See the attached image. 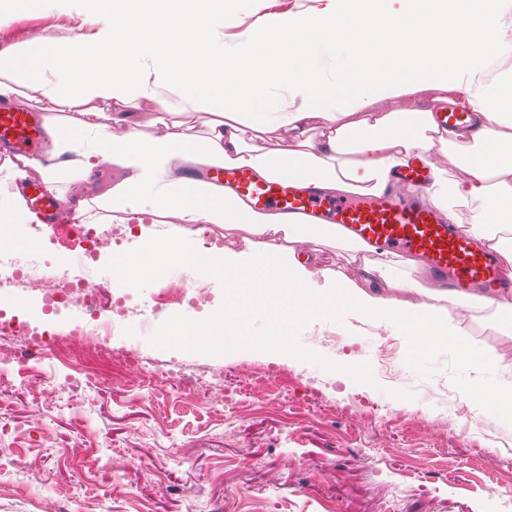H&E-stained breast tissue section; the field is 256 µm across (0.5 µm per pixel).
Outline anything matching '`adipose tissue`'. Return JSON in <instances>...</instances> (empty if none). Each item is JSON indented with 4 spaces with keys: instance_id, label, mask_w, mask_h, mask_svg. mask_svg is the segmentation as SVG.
I'll return each mask as SVG.
<instances>
[{
    "instance_id": "ef3b65f1",
    "label": "adipose tissue",
    "mask_w": 512,
    "mask_h": 512,
    "mask_svg": "<svg viewBox=\"0 0 512 512\" xmlns=\"http://www.w3.org/2000/svg\"><path fill=\"white\" fill-rule=\"evenodd\" d=\"M85 2L83 19L96 26L92 35L69 42L41 36L0 48V101L16 100L24 84L51 103L82 106L95 133L84 174L105 160L140 172L109 193L117 223L179 215L183 226L175 236L116 258V275L128 281L153 276L164 264H196L193 224L244 234L245 250L218 259L231 276L219 327L179 318L159 341L191 350L202 341L223 347L232 333L245 338L247 316L236 308L245 296L270 302L271 340L283 352L294 324L339 311L414 337L412 359L465 333L461 323L449 322L444 293L414 277L413 258L382 252L368 271L391 288L420 295L417 304L369 292L341 272L319 275L301 243L329 241L353 252L365 251V244L324 224L251 209L208 182L164 179L178 159L244 165L265 179L286 171L313 179L324 195L350 197L381 194L398 168L443 151L450 167L435 169L430 201L447 223L482 238L512 279V238L504 235L512 228V71L490 79L477 65L497 54L496 35L512 0H325L303 13L263 15L228 41L222 30L234 0H165L163 15H141L134 30L103 16L102 0ZM451 91L472 111L474 131L440 128L424 108H373L426 92L444 103ZM144 99L160 112L211 115L207 136L147 138L133 125L114 134L113 125L126 124V110ZM105 102L113 103V113L99 111ZM281 126L296 151L274 155L249 147L248 134ZM455 168L466 178L453 177ZM272 235L282 236L285 247L269 244Z\"/></svg>"
}]
</instances>
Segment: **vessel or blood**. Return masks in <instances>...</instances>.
<instances>
[{"instance_id":"1","label":"vessel or blood","mask_w":512,"mask_h":512,"mask_svg":"<svg viewBox=\"0 0 512 512\" xmlns=\"http://www.w3.org/2000/svg\"><path fill=\"white\" fill-rule=\"evenodd\" d=\"M47 135L42 112L0 103V142L9 144L13 153L30 155ZM431 171L427 163L408 166L397 172V183L425 187ZM206 177L232 189L252 209L273 210L312 224H333L369 246L418 255L438 288L463 292L480 287L494 296L502 288L495 254L475 237L442 224L423 197L401 201L388 193L329 201L315 187L293 186L287 175L259 180L248 167L235 165L209 170ZM26 191L29 208L42 224L61 223L56 199L41 184H27Z\"/></svg>"}]
</instances>
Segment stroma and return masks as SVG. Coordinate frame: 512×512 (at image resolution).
I'll use <instances>...</instances> for the list:
<instances>
[{"label": "stroma", "mask_w": 512, "mask_h": 512, "mask_svg": "<svg viewBox=\"0 0 512 512\" xmlns=\"http://www.w3.org/2000/svg\"><path fill=\"white\" fill-rule=\"evenodd\" d=\"M82 0H63L44 11L15 13L0 26V47L27 42L28 27L69 41L80 34ZM133 119L147 136L203 130L205 114L186 112L162 123L148 102ZM64 178L58 193L94 201L89 232H103L111 216L102 198L131 168L84 178L83 152L55 150ZM124 236L111 252L92 253V279L102 293L101 319L111 321L114 358L85 359L86 373L57 368L52 353L28 364L0 363V512H512V453L488 468L480 449L497 443V422L480 395L497 374L463 362L464 348L502 352L512 333L493 308L449 318L464 320V345L436 344L417 361L402 360L400 379L387 378L374 360L392 337L380 323L355 314L312 318L291 330L292 349L281 354L258 344L273 325L267 315L249 320L251 346L184 350L159 342L160 329L177 316L218 318L225 279L209 266L160 271L161 286L207 282L212 299L196 306L191 294L159 302L147 288L115 277L112 257L140 248ZM5 251L61 267L69 253L51 230L17 226ZM319 270H343L366 279L363 257L339 247L307 244ZM0 312L15 322L63 333L83 320L76 310L44 313L40 300L0 288ZM318 333L341 336L335 347L315 344ZM127 352L149 363L191 368L165 380L126 370ZM278 370L277 386L263 389L254 372ZM219 371L227 389L251 382L247 398L225 427L224 399L205 374ZM447 383V396L430 390ZM39 459L41 480L28 463Z\"/></svg>", "instance_id": "35a3bbf8"}]
</instances>
